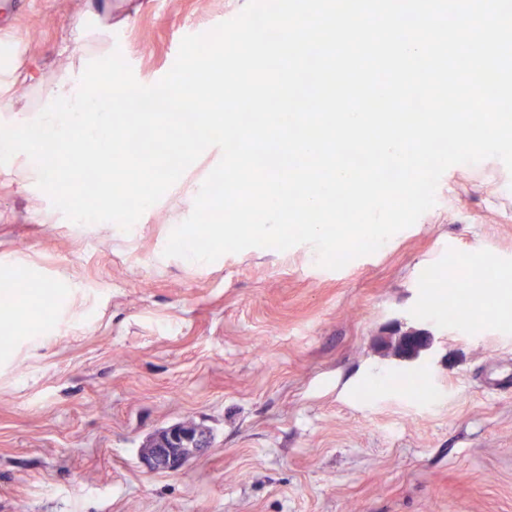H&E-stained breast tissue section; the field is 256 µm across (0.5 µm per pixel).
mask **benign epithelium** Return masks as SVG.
Returning a JSON list of instances; mask_svg holds the SVG:
<instances>
[{
  "mask_svg": "<svg viewBox=\"0 0 512 512\" xmlns=\"http://www.w3.org/2000/svg\"><path fill=\"white\" fill-rule=\"evenodd\" d=\"M210 447L209 434L201 427L179 423L156 433L143 449V461L153 471L178 472Z\"/></svg>",
  "mask_w": 512,
  "mask_h": 512,
  "instance_id": "1",
  "label": "benign epithelium"
}]
</instances>
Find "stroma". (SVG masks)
Returning a JSON list of instances; mask_svg holds the SVG:
<instances>
[{
  "label": "stroma",
  "mask_w": 512,
  "mask_h": 512,
  "mask_svg": "<svg viewBox=\"0 0 512 512\" xmlns=\"http://www.w3.org/2000/svg\"><path fill=\"white\" fill-rule=\"evenodd\" d=\"M247 0H0L12 62L0 124L32 121L47 83L121 51L158 82L185 35ZM222 156L210 147L130 231L81 225L0 165V512H512V300L488 302L475 256L512 282V173L449 167L436 204L339 270L313 247L212 263L164 256ZM457 269L468 314L437 303ZM426 331L403 359L383 340ZM177 423L213 443L147 472Z\"/></svg>",
  "instance_id": "stroma-1"
}]
</instances>
